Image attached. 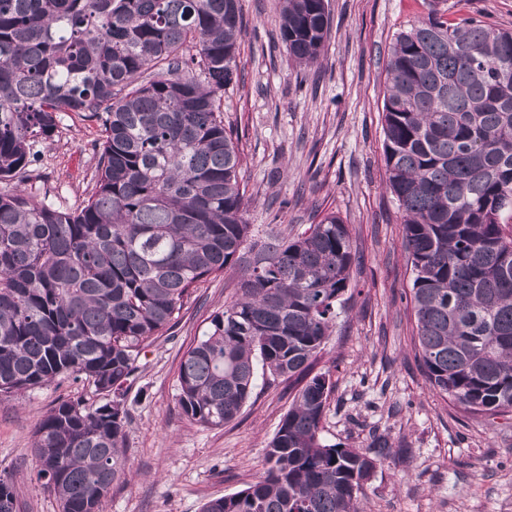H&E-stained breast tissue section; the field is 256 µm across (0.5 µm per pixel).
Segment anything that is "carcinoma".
Listing matches in <instances>:
<instances>
[{"label": "carcinoma", "mask_w": 512, "mask_h": 512, "mask_svg": "<svg viewBox=\"0 0 512 512\" xmlns=\"http://www.w3.org/2000/svg\"><path fill=\"white\" fill-rule=\"evenodd\" d=\"M280 35L317 63L327 0H282ZM241 0H0V396L81 378L33 452L61 512H103L125 473V384L193 291L227 271L234 300L186 351L177 401L204 427L241 413L257 371L303 383L247 488L202 512H362L390 455L327 443L332 388L313 363L357 259L334 213L292 234L249 224L221 98L237 77ZM386 188L404 218L415 347L429 387L475 414L512 413V31L431 13L386 65ZM69 112L101 121L95 188L75 208L15 177ZM0 512H17L0 479Z\"/></svg>", "instance_id": "1"}]
</instances>
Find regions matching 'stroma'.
Listing matches in <instances>:
<instances>
[{
  "instance_id": "35a3bbf8",
  "label": "stroma",
  "mask_w": 512,
  "mask_h": 512,
  "mask_svg": "<svg viewBox=\"0 0 512 512\" xmlns=\"http://www.w3.org/2000/svg\"><path fill=\"white\" fill-rule=\"evenodd\" d=\"M280 8L281 0H242L238 76L222 108L250 223L303 228L333 212L358 246L345 310L315 366L332 382L323 437L363 448L378 430L393 444L365 487L363 512H512V414L465 413L430 390L415 357L413 274L403 214L385 188L382 129L385 67L398 32L432 10L512 30V0H329L332 29L312 67L289 56ZM99 137L96 119L64 115L24 187L77 207L95 185ZM233 292L225 275L201 284L176 326L142 351L126 402L128 467L104 512H201L259 477L294 381L258 379L241 415L219 428L190 423L176 398L186 350ZM64 400L101 397L70 378L0 397V479L19 512H60L32 446L40 419Z\"/></svg>"
}]
</instances>
